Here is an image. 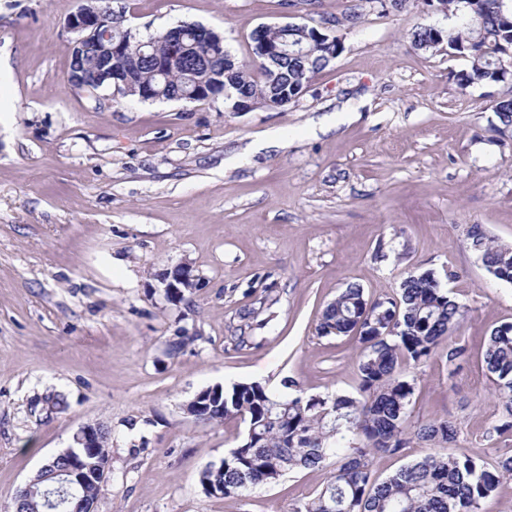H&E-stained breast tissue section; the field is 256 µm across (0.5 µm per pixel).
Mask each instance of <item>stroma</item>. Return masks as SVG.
I'll return each instance as SVG.
<instances>
[{
    "label": "stroma",
    "instance_id": "obj_1",
    "mask_svg": "<svg viewBox=\"0 0 512 512\" xmlns=\"http://www.w3.org/2000/svg\"><path fill=\"white\" fill-rule=\"evenodd\" d=\"M350 0H113L141 36L182 22L220 31L251 62L261 25L340 18ZM78 0H0V506L82 426L111 433L96 512H292L327 471L297 470L236 498L199 474L245 425L201 424L184 406L203 388L295 379L310 395L352 394L359 344L321 337L323 308L350 283L392 296L408 273L446 277L466 309L458 369L441 355L405 367V425L437 419L491 462L501 405L483 364L491 330L512 322V284L466 237L479 224L512 244V131L492 106L512 78L461 87L468 61L415 48L448 27L423 0H369L342 50L295 102L228 112L223 101L94 99L71 90L65 19ZM357 106L354 121L342 110ZM284 144L252 151L264 132ZM191 263L199 288L170 301L158 274ZM277 302L250 347L227 342L241 311ZM196 338L178 355V332ZM63 405H54V398Z\"/></svg>",
    "mask_w": 512,
    "mask_h": 512
}]
</instances>
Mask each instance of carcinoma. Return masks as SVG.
I'll use <instances>...</instances> for the list:
<instances>
[{"label": "carcinoma", "mask_w": 512, "mask_h": 512, "mask_svg": "<svg viewBox=\"0 0 512 512\" xmlns=\"http://www.w3.org/2000/svg\"><path fill=\"white\" fill-rule=\"evenodd\" d=\"M442 5L458 24L437 34L431 27L420 28L413 32L412 44L428 50L444 45L448 53L468 58L469 68L457 76L463 87L506 80L512 72V0H477L475 10L469 0H442ZM288 40L302 44L304 59L290 55L276 65L259 66L255 74L239 62L233 72L224 68L231 57L224 45L189 40L174 74L160 75L142 59L135 66L113 65V80L129 78L134 89H151L161 101L200 103L196 85L207 76L218 100L226 86L263 98L271 91V72L278 74L279 85L291 89L328 66L336 51L296 32ZM466 236L488 273L512 284V245L495 242L480 224L470 225ZM257 316L253 309L240 316V334L230 337L234 348L248 345L245 330ZM464 319V307L431 270L409 274L395 295L383 299L370 300L360 285H347L324 308L318 334L358 338L357 394L308 395L292 379L286 396L256 382L223 387L214 403L191 416L204 424L239 418L247 431L224 461L200 472L201 486L234 498L276 484L296 469H323L334 458L336 467L326 484L295 505L294 512H482L483 502L512 477V456L490 465L452 447L457 429L446 419L407 430L404 421L415 382L397 372L399 365L419 364L440 349L450 364L462 359L467 347L453 335ZM483 362L496 377L503 405L499 424L487 434L501 437L512 433V323L487 336ZM415 440L433 445L434 451L379 482L372 479L376 454L399 453ZM109 443L110 436L103 437L87 458L92 469L109 461ZM33 480L22 508L43 512V493H57L63 486L51 470L36 473ZM104 496L105 482L91 476L73 491L65 512H95Z\"/></svg>", "instance_id": "carcinoma-1"}]
</instances>
